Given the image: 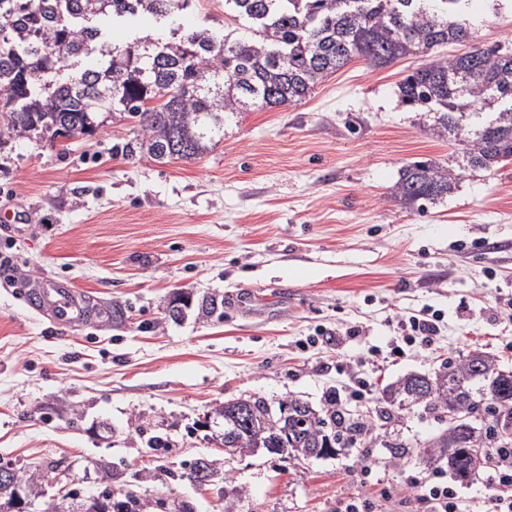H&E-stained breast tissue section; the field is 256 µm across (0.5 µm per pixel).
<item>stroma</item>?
Returning a JSON list of instances; mask_svg holds the SVG:
<instances>
[{
    "label": "stroma",
    "mask_w": 512,
    "mask_h": 512,
    "mask_svg": "<svg viewBox=\"0 0 512 512\" xmlns=\"http://www.w3.org/2000/svg\"><path fill=\"white\" fill-rule=\"evenodd\" d=\"M468 12L479 43L512 47V5ZM421 63L352 60L305 100L235 115L190 162L122 155L136 129L119 113L89 137L0 134V210L13 215L0 223V462L46 467L25 512L105 487L151 512H224L232 498L239 512H342L360 493L373 512H429L400 491L432 475L448 414L384 418L382 391L476 348L512 369V161L463 171L420 209L394 199L405 164L462 160L398 97ZM50 278L111 318L68 328L32 312L23 289ZM179 295L190 302L175 319ZM435 313L439 334L406 343L409 317ZM331 393L373 424L333 457L229 456L222 423L205 421L238 398L320 409ZM202 455L221 479L189 480Z\"/></svg>",
    "instance_id": "stroma-1"
}]
</instances>
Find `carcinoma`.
<instances>
[{"label": "carcinoma", "mask_w": 512, "mask_h": 512, "mask_svg": "<svg viewBox=\"0 0 512 512\" xmlns=\"http://www.w3.org/2000/svg\"><path fill=\"white\" fill-rule=\"evenodd\" d=\"M196 0H0V125L17 136L50 140L95 134L94 117L122 113L135 120L136 136L121 151L155 161L198 158L222 137L224 122L240 112L286 107L311 95L329 75L354 59L373 66L421 55L429 61L398 84L402 103L433 116L429 129L465 143L463 161L490 171L512 160V47L475 46L459 56L431 52L472 38L470 0H224V15L239 28L171 29L111 46L106 28L149 15L166 24ZM459 174L420 161L404 166L394 185L406 207L451 194ZM390 405L484 409L500 429L476 432L472 420L448 427L430 445L426 462L445 464L460 481L475 476L481 461L473 449L512 440V371L492 355L474 350L435 375L402 378L384 391ZM250 426L234 419L236 405L217 410L224 419L221 442L240 453L263 448L296 459L329 455L350 441L336 425V411L321 415L290 398L278 410L253 400ZM217 475L215 461L195 460L190 477ZM44 478L40 468L0 473V512H22L20 493ZM146 512L132 496L109 488L85 512Z\"/></svg>", "instance_id": "1"}]
</instances>
